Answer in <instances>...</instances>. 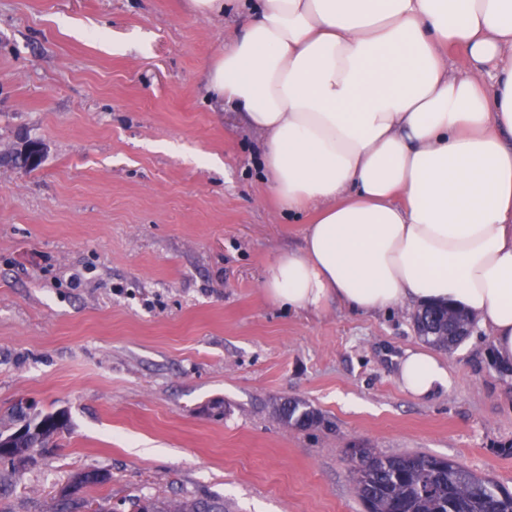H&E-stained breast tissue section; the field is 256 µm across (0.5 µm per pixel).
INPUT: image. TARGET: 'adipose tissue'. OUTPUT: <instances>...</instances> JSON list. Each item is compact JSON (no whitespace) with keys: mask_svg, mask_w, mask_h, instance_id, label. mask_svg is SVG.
I'll return each mask as SVG.
<instances>
[{"mask_svg":"<svg viewBox=\"0 0 512 512\" xmlns=\"http://www.w3.org/2000/svg\"><path fill=\"white\" fill-rule=\"evenodd\" d=\"M206 76L262 136L281 209L313 215L264 270L274 303L447 302L512 363V0H240ZM397 377L414 398L450 384L426 348Z\"/></svg>","mask_w":512,"mask_h":512,"instance_id":"obj_1","label":"adipose tissue"}]
</instances>
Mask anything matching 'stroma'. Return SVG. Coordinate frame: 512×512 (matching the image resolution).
<instances>
[{
    "instance_id": "35a3bbf8",
    "label": "stroma",
    "mask_w": 512,
    "mask_h": 512,
    "mask_svg": "<svg viewBox=\"0 0 512 512\" xmlns=\"http://www.w3.org/2000/svg\"><path fill=\"white\" fill-rule=\"evenodd\" d=\"M234 12L186 0H0V414L70 424L0 512L89 499L218 496L225 512H363L345 451L424 452L512 492V365L482 331L444 353L450 389L404 393L416 308L301 315L262 289L299 247L259 135L210 98L203 65ZM31 140L33 171L10 163ZM296 399L322 424L276 409ZM279 419L299 429H308L321 422V416L317 410L307 404L297 401H284L277 408ZM107 480L98 481L88 477V471H83L75 475L72 483L64 489V494L60 495V500L56 512H81L87 506V500L79 497V493L87 487L97 486L106 483Z\"/></svg>"
}]
</instances>
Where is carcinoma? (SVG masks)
Instances as JSON below:
<instances>
[{
	"mask_svg": "<svg viewBox=\"0 0 512 512\" xmlns=\"http://www.w3.org/2000/svg\"><path fill=\"white\" fill-rule=\"evenodd\" d=\"M440 318L436 335L432 336L417 321V328L429 343L446 348L463 340L461 335H448L466 327L468 320L460 312L434 309L425 319ZM279 419L299 429L321 422L317 410L297 401H284L277 408ZM67 426L63 411L43 413L37 409L25 413L15 404L0 416V436L12 437L15 452L0 457V467L20 472L32 459L35 449L47 447ZM367 468H348L356 496L366 512H512V493L501 489L492 479L478 476L454 460L426 453L377 455L364 449ZM100 481L83 471L60 496L56 512H81L87 500L79 493ZM133 512H224V503L209 498L187 499L177 504L151 498L129 499Z\"/></svg>",
	"mask_w": 512,
	"mask_h": 512,
	"instance_id": "1",
	"label": "carcinoma"
}]
</instances>
